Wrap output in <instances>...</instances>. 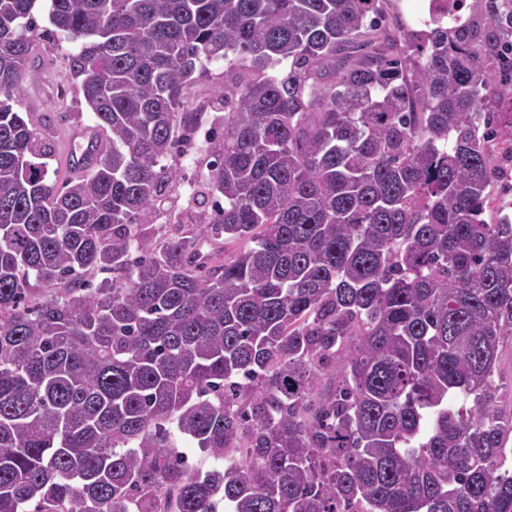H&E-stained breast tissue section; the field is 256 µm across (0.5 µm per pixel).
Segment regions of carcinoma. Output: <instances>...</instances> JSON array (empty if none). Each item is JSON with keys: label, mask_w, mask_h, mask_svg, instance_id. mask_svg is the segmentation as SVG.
<instances>
[{"label": "carcinoma", "mask_w": 512, "mask_h": 512, "mask_svg": "<svg viewBox=\"0 0 512 512\" xmlns=\"http://www.w3.org/2000/svg\"><path fill=\"white\" fill-rule=\"evenodd\" d=\"M35 2L0 0V512H512V14L50 0L101 148L58 182ZM207 67L208 74L197 80L191 90V95L198 105L206 103L217 88L224 86V61L212 62ZM201 141L202 139H199V142L196 140L194 147L189 149L184 157L175 156L169 160V164L177 163L180 174L185 177V186L180 199L181 206H186L189 199L190 188L187 186V181L194 182L202 173L207 172L205 163H202L205 152L201 150L203 148ZM500 384V404L511 408L512 405V339H505L502 346V357L498 371Z\"/></svg>", "instance_id": "1"}]
</instances>
